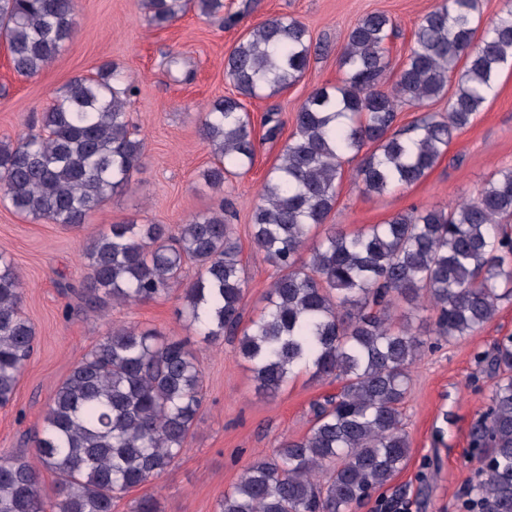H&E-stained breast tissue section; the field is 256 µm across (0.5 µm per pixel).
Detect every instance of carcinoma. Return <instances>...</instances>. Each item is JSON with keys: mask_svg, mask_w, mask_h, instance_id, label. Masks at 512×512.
<instances>
[{"mask_svg": "<svg viewBox=\"0 0 512 512\" xmlns=\"http://www.w3.org/2000/svg\"><path fill=\"white\" fill-rule=\"evenodd\" d=\"M163 27L188 9L224 21V0H142ZM477 0H440L424 14L409 53L391 67L392 19L370 13L349 31L340 86L314 89L253 208V243L279 274L267 305L243 327L245 266L224 205L173 233L127 221L99 232L84 251L78 289L94 312L142 304L182 290L181 316L203 341L240 334L256 391L276 396L303 368L342 382L316 404L306 435L248 465L219 512H350L368 491L404 469L410 441L402 405L424 345L411 320L430 311L438 339L472 335L512 300V167L495 171L472 198L412 208L355 232L336 225L313 240L333 209L345 164L367 194L420 182L470 126L512 70V3L480 29ZM75 0H0V35L22 76L39 73L74 31ZM312 41L295 18L270 17L224 58L236 94L212 101L200 136L214 160L212 189L249 170L256 143L245 99L281 92L309 67ZM133 78L104 64L75 80L42 113L39 133L0 143V201L17 213L78 228L128 189L144 143L127 100ZM448 96V112L393 131L405 106ZM195 267L186 283L187 265ZM22 280L0 253V407L14 398L36 334L21 314ZM408 310L398 312L400 304ZM489 361L490 405L473 423L471 448L486 461L469 512H512V336ZM203 370L185 340L120 325L95 343L58 385L34 454L0 458V512H113L114 500L171 468L188 449L203 407ZM56 477L44 499L42 473Z\"/></svg>", "mask_w": 512, "mask_h": 512, "instance_id": "carcinoma-1", "label": "carcinoma"}]
</instances>
